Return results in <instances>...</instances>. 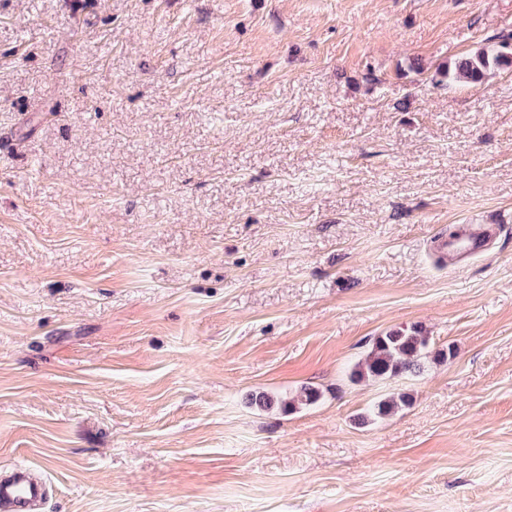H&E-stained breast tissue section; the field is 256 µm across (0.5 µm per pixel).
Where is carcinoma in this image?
I'll use <instances>...</instances> for the list:
<instances>
[{"mask_svg": "<svg viewBox=\"0 0 512 512\" xmlns=\"http://www.w3.org/2000/svg\"><path fill=\"white\" fill-rule=\"evenodd\" d=\"M512 67V35L499 36L497 41L480 48L471 55L460 57L453 64L438 72L442 79L450 82L482 81L490 71ZM445 362L454 357L452 347L430 352V337L422 328L412 325L391 329L371 339L369 350L352 368L350 379L360 381L365 378L393 380L403 378L409 373L421 369L427 357ZM320 392L310 386L301 387L289 400H276L266 393H251L247 400L251 405L264 409L279 408L283 412H292L300 406L313 405L319 401ZM411 404L405 393L390 395L377 401L370 415L377 418L389 417Z\"/></svg>", "mask_w": 512, "mask_h": 512, "instance_id": "obj_1", "label": "carcinoma"}]
</instances>
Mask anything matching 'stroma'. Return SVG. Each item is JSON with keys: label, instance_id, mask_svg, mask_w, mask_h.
<instances>
[{"label": "stroma", "instance_id": "obj_1", "mask_svg": "<svg viewBox=\"0 0 512 512\" xmlns=\"http://www.w3.org/2000/svg\"><path fill=\"white\" fill-rule=\"evenodd\" d=\"M502 34L512 0H0V466L42 512H512V70L435 78ZM461 224L499 231L451 264ZM415 324L454 358L351 381ZM321 397L320 392L310 386H302L296 395L286 400H275L272 396L266 393H251L248 395L247 400L251 405H256L264 409H272L275 406L284 413L292 412L299 406L313 405L319 401ZM410 404V397L406 393L390 395L377 401L372 406L370 415L377 418L389 417Z\"/></svg>", "mask_w": 512, "mask_h": 512}]
</instances>
